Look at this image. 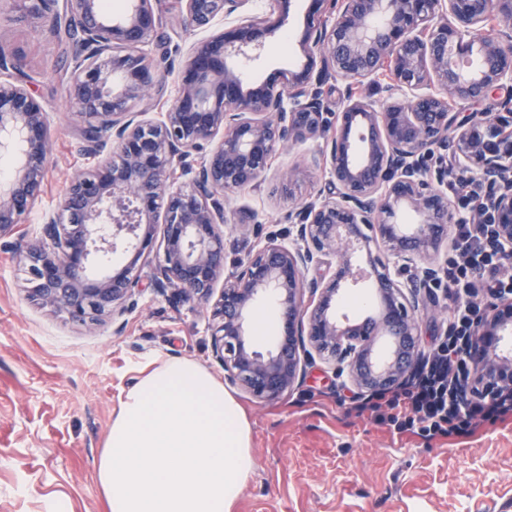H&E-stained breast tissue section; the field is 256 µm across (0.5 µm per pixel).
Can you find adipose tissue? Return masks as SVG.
I'll use <instances>...</instances> for the list:
<instances>
[{"label": "adipose tissue", "instance_id": "adipose-tissue-1", "mask_svg": "<svg viewBox=\"0 0 512 512\" xmlns=\"http://www.w3.org/2000/svg\"><path fill=\"white\" fill-rule=\"evenodd\" d=\"M252 427L191 358L139 363L95 464L108 512H233L255 470Z\"/></svg>", "mask_w": 512, "mask_h": 512}]
</instances>
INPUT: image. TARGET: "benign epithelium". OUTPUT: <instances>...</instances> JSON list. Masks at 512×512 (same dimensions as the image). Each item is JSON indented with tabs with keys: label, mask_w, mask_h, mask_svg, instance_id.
Instances as JSON below:
<instances>
[{
	"label": "benign epithelium",
	"mask_w": 512,
	"mask_h": 512,
	"mask_svg": "<svg viewBox=\"0 0 512 512\" xmlns=\"http://www.w3.org/2000/svg\"><path fill=\"white\" fill-rule=\"evenodd\" d=\"M158 0H126L122 14L104 15L101 0H19L41 27L76 25L69 97L84 118L86 149L112 157L75 177L56 208L43 216V237L20 255L29 295L42 307L79 323L120 316L139 284L138 262L164 224L157 290H180L187 299L212 302L210 331L216 358L232 382L272 400L290 390L303 372L305 344L334 359L336 375L358 389L395 385L420 356L417 286L402 281L411 268L432 282L431 263L447 225L448 198L426 175L437 149L453 154L443 173L478 171L495 185L492 208L475 216L494 224L512 266V113L454 111L461 100H478L512 86V41L494 28L512 30V0H341L330 27L307 30L301 49L307 66L283 82L244 89L243 73L226 57L259 50L281 21L244 19L232 32H215L184 61L172 105L158 118L133 111L166 84L149 51ZM184 30H211L246 0H177ZM351 84L387 73L386 105L351 97L336 117L330 155L331 180L320 202L297 211L293 245L271 240L239 262L213 293L224 271V195L257 184L277 146L325 133L322 93L308 91L314 67ZM20 60L0 52V155L17 157L0 179V237L10 234L34 208L46 171L50 120L27 83L14 77ZM199 154L195 175L180 183L183 159ZM410 208L413 224L393 221ZM371 234H366L363 229ZM381 242L391 264L372 256ZM366 248L382 316L353 322L336 316L332 302L355 277L347 248ZM133 254L119 271L88 274L112 253ZM315 277L309 279V272ZM276 301L284 336L266 352L247 343L255 305ZM388 338L386 357L374 353L375 337ZM512 339V299L487 306L475 328L478 353L464 385L466 397L512 386V355L497 349Z\"/></svg>",
	"instance_id": "1"
}]
</instances>
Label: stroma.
<instances>
[{"mask_svg":"<svg viewBox=\"0 0 512 512\" xmlns=\"http://www.w3.org/2000/svg\"><path fill=\"white\" fill-rule=\"evenodd\" d=\"M244 12L282 19L256 59L229 57L259 84L307 62L298 42L310 0H248ZM193 37L182 30L175 0H161L152 49L161 68L179 66ZM0 48L22 58L51 123L48 167L39 200L22 224L0 238V512H107L94 466L112 422L120 390L150 356L190 357L216 375L208 315L201 302L154 287L161 250L140 263V292L116 321L81 324L33 302L20 251L42 235L41 215L69 181L104 162L85 151L82 118L67 90L73 70L67 42L23 18L17 5L0 13ZM387 78L350 86L337 82L324 118L335 127L348 93L382 104ZM331 140L288 142L276 151L258 187L224 200V269L268 240L293 242L295 204L326 191ZM293 171L291 193L281 176ZM417 282V271L405 272ZM420 348L430 351L448 327V301L419 286ZM346 377L322 359L280 398L262 401L241 387L233 393L248 413L256 469L234 512H512V416L469 436L423 440L346 412L337 395L350 394Z\"/></svg>","mask_w":512,"mask_h":512,"instance_id":"1","label":"stroma"}]
</instances>
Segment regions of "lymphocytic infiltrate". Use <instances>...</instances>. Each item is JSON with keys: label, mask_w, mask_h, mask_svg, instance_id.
<instances>
[{"label": "lymphocytic infiltrate", "mask_w": 512, "mask_h": 512, "mask_svg": "<svg viewBox=\"0 0 512 512\" xmlns=\"http://www.w3.org/2000/svg\"><path fill=\"white\" fill-rule=\"evenodd\" d=\"M498 243L492 224L471 218L455 224L439 282L450 304L445 336L410 379L351 397V411L427 440L471 434L485 422L512 415L511 391L468 402L458 392L470 373L479 296H512V275L502 269Z\"/></svg>", "instance_id": "lymphocytic-infiltrate-1"}]
</instances>
